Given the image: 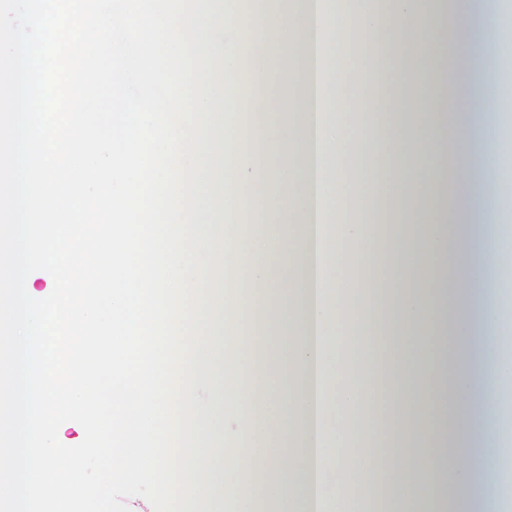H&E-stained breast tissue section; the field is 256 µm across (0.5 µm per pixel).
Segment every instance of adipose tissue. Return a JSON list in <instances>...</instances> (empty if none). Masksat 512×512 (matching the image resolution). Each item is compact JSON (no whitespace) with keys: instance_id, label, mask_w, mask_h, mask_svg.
<instances>
[{"instance_id":"1","label":"adipose tissue","mask_w":512,"mask_h":512,"mask_svg":"<svg viewBox=\"0 0 512 512\" xmlns=\"http://www.w3.org/2000/svg\"><path fill=\"white\" fill-rule=\"evenodd\" d=\"M208 79L199 191L205 247L204 336L192 382L198 413L192 468L195 512H244L227 485L255 467L278 512H366L356 485L384 469L396 512H500L512 489V437L500 385L512 357L500 283L512 281V197L495 168L512 162V134L494 106L512 87V26L490 0H324L259 14L204 0ZM398 37L388 54L382 31ZM354 49L358 93L345 111L325 56ZM403 67L390 68L389 58ZM399 84L393 122L369 124ZM279 159L258 167L256 147ZM272 189L253 206L250 189ZM341 209L345 221L327 215ZM388 246L377 249L378 230ZM250 263H238L242 253ZM242 287L233 308L215 287L228 262ZM281 302L263 306L270 289ZM365 295L388 304L387 340L358 313ZM261 306L270 341L244 338L243 313ZM250 427L260 458L240 452Z\"/></svg>"}]
</instances>
